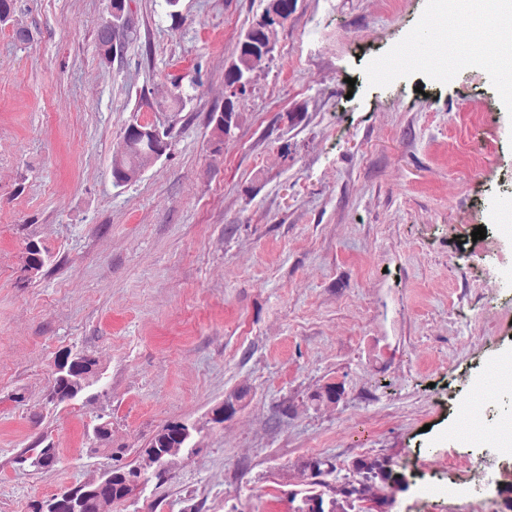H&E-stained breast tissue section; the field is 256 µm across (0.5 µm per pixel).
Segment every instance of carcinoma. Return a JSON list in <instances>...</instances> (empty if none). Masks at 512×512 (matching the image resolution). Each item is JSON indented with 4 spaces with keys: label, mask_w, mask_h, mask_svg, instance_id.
<instances>
[{
    "label": "carcinoma",
    "mask_w": 512,
    "mask_h": 512,
    "mask_svg": "<svg viewBox=\"0 0 512 512\" xmlns=\"http://www.w3.org/2000/svg\"><path fill=\"white\" fill-rule=\"evenodd\" d=\"M297 0H267L260 19L252 23L240 36L236 57L231 61L224 80L230 74L238 75L246 83H251L254 70L264 67L261 50L276 47L277 26L262 25L260 20L272 13L291 14ZM115 0H109V19L96 35L98 55L102 62L110 63L117 49L109 35L112 22L117 16L112 13ZM215 116L208 118V125H214L216 117L226 112L232 113L237 123H242L243 114L238 110V102L224 101V106L214 109ZM165 147V157L172 156L173 134L169 127L153 126V132L144 140L122 139L112 154V176H120L121 183L136 180L150 165L159 160L157 148ZM98 362L85 351L66 350L57 360V369L49 387L50 401L62 404L75 399L92 386L90 379L97 371ZM343 392L340 385L327 383L311 395L318 404H335ZM202 427L186 421L171 422L159 429L140 451V461L133 465L125 462V449L112 447V423L101 422L93 428L94 450L108 452L113 464L111 470L96 479L65 487L43 501L29 505L30 512H53V501L57 498H71V512H102L107 504L122 503L130 498L141 480L153 476L163 481L168 473L169 460L181 454L196 451L195 435ZM57 462V452L53 443L41 437L23 449L17 463L34 471L45 470ZM304 467L315 478L336 471V465L327 457L315 456L307 459ZM353 478L345 481L332 493L311 488L305 491L298 512H354L356 503L375 501L388 504L394 500V492L405 488V476L396 470L389 461L377 457H361L353 462Z\"/></svg>",
    "instance_id": "carcinoma-1"
}]
</instances>
